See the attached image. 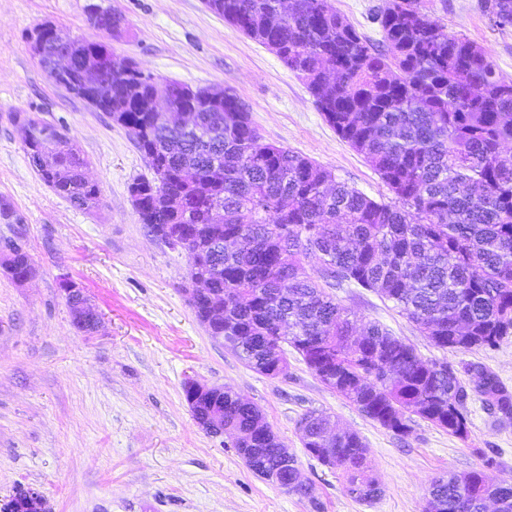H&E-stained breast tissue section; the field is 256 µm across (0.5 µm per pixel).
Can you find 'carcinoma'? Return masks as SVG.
<instances>
[{"label":"carcinoma","mask_w":512,"mask_h":512,"mask_svg":"<svg viewBox=\"0 0 512 512\" xmlns=\"http://www.w3.org/2000/svg\"><path fill=\"white\" fill-rule=\"evenodd\" d=\"M206 7L268 48L304 82L324 120L380 175L391 197L375 199L284 146L267 142L233 89L222 96L118 68L97 103L123 126L151 176L129 186L140 223L185 241L188 280L206 276L224 304L213 336L270 377L288 369L292 348L322 383L383 428L411 433L416 415L449 434L468 433L478 401L512 421V390L480 362L425 361L376 323L358 327L335 290L354 286L393 303L432 344L450 353L495 349L512 337V80L485 50L431 22L423 0H384L382 41L362 35L329 0H205ZM493 24L512 27V0H486ZM195 105L192 132L150 123L149 100ZM24 150L41 180L81 210L103 204L85 179L88 160L55 127L26 116ZM194 181L182 179L186 169ZM224 206V223L210 211ZM224 240V251L212 250ZM319 260L316 273L307 270ZM0 267L22 282L32 260L5 243ZM193 399L194 419L235 435L256 476L304 497L312 484L254 404L236 393ZM306 453L339 470L357 501L382 487L365 465L361 436L311 411L300 420ZM495 458L435 480L433 512H512V485L496 481ZM17 487L3 512H26Z\"/></svg>","instance_id":"1"}]
</instances>
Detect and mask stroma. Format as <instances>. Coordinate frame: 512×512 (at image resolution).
<instances>
[{"label":"stroma","mask_w":512,"mask_h":512,"mask_svg":"<svg viewBox=\"0 0 512 512\" xmlns=\"http://www.w3.org/2000/svg\"><path fill=\"white\" fill-rule=\"evenodd\" d=\"M372 41L383 0H330ZM482 0H424L428 17L483 46L512 79V28L493 27ZM121 12L115 40L89 21L90 6ZM43 23L87 43L103 42L146 75L193 87H229L248 106L265 141L332 170L372 198L379 175L317 111L302 81L203 0H0V200L20 216L0 220V242L16 240L34 274L19 283L0 271V500L36 489L46 512H423L431 481L495 457L493 475L512 484V422L472 403L466 438L421 419L402 438L362 415L288 356V372L268 377L214 339L188 302V261L151 236L129 193L147 174L127 130L51 79L32 50ZM32 115L74 138L104 195L96 212L73 207L30 166L16 120ZM83 287L99 317L77 330L61 288ZM336 297L362 322L414 345L427 361H478L512 389V339L494 350L445 355L392 303L361 288ZM229 388L255 404L314 486L313 499L254 475L230 436L202 430L183 393L186 379ZM333 416L366 444V465L383 493L359 502L340 472L308 457L299 421Z\"/></svg>","instance_id":"obj_1"}]
</instances>
